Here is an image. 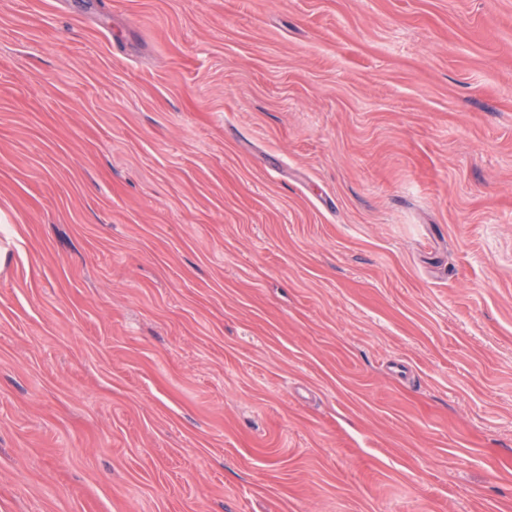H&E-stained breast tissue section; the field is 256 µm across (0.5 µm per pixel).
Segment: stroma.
<instances>
[{
  "label": "stroma",
  "instance_id": "stroma-1",
  "mask_svg": "<svg viewBox=\"0 0 512 512\" xmlns=\"http://www.w3.org/2000/svg\"><path fill=\"white\" fill-rule=\"evenodd\" d=\"M0 512H512V0H0Z\"/></svg>",
  "mask_w": 512,
  "mask_h": 512
}]
</instances>
